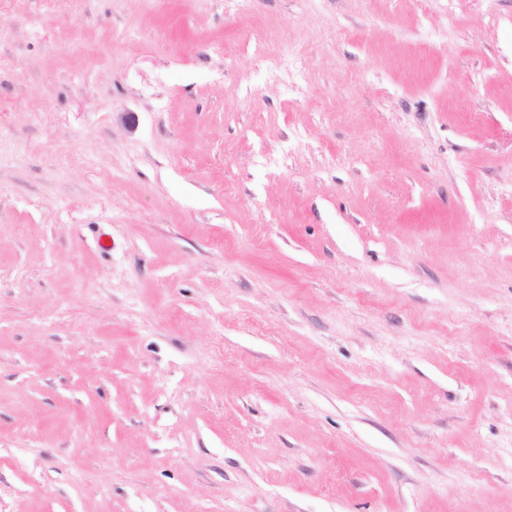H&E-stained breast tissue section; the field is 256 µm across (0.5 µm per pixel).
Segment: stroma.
Segmentation results:
<instances>
[{
    "mask_svg": "<svg viewBox=\"0 0 512 512\" xmlns=\"http://www.w3.org/2000/svg\"><path fill=\"white\" fill-rule=\"evenodd\" d=\"M0 512H512V0H0Z\"/></svg>",
    "mask_w": 512,
    "mask_h": 512,
    "instance_id": "1",
    "label": "stroma"
}]
</instances>
